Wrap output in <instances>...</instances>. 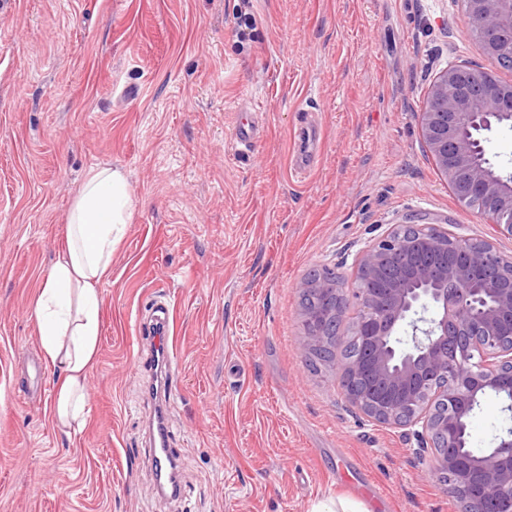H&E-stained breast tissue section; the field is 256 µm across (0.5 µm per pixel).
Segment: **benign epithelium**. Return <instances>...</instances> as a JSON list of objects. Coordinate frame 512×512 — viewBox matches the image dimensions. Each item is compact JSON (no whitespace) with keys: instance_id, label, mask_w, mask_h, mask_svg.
<instances>
[{"instance_id":"benign-epithelium-1","label":"benign epithelium","mask_w":512,"mask_h":512,"mask_svg":"<svg viewBox=\"0 0 512 512\" xmlns=\"http://www.w3.org/2000/svg\"><path fill=\"white\" fill-rule=\"evenodd\" d=\"M484 52L512 67V0H464ZM512 128V85L470 63L432 80L422 141L455 197L512 237V175L489 158ZM355 286L321 266L297 284L300 347L325 356L348 335L363 353L343 363L345 400L369 422L403 429L430 456L461 512H512V434L480 455L466 430L480 398L512 407V255L486 238L410 216L358 250ZM357 316L340 330L349 307Z\"/></svg>"}]
</instances>
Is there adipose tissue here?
Segmentation results:
<instances>
[{
  "label": "adipose tissue",
  "mask_w": 512,
  "mask_h": 512,
  "mask_svg": "<svg viewBox=\"0 0 512 512\" xmlns=\"http://www.w3.org/2000/svg\"><path fill=\"white\" fill-rule=\"evenodd\" d=\"M125 172L93 171L66 217L67 248L51 267L32 310L45 359L58 370L53 418L65 433H79L90 409L86 381L97 357L102 327L99 286L112 273V255L133 215Z\"/></svg>",
  "instance_id": "ef3b65f1"
}]
</instances>
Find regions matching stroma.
Here are the masks:
<instances>
[{"label":"stroma","instance_id":"obj_1","mask_svg":"<svg viewBox=\"0 0 512 512\" xmlns=\"http://www.w3.org/2000/svg\"><path fill=\"white\" fill-rule=\"evenodd\" d=\"M462 0H0V512H460L401 430L342 397L341 362L299 345L296 285L353 279L365 241L421 213L512 238L458 202L419 135L436 73L497 69ZM259 134L238 156L244 120ZM110 166L135 202L101 285L91 415L66 436L14 388L42 352L30 318L83 181ZM178 353L179 497L151 477L137 359L154 305ZM512 412L483 397L474 451ZM374 485L376 503L363 494Z\"/></svg>","mask_w":512,"mask_h":512}]
</instances>
